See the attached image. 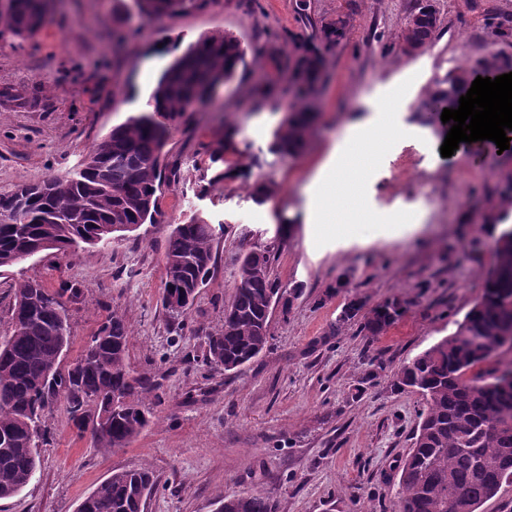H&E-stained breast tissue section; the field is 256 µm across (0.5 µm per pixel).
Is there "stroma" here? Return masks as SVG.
I'll return each mask as SVG.
<instances>
[{
    "label": "stroma",
    "mask_w": 512,
    "mask_h": 512,
    "mask_svg": "<svg viewBox=\"0 0 512 512\" xmlns=\"http://www.w3.org/2000/svg\"><path fill=\"white\" fill-rule=\"evenodd\" d=\"M422 0H199L146 17L135 0H49L42 29L0 40V87L37 107L0 104V189L75 170L113 126L145 111L162 72L198 40L230 33L246 65L212 102L169 125L160 163L176 171L162 187L156 223L111 244L50 250L0 273V336L19 281L81 288L69 304V367L115 311L131 331L134 374L156 386L151 423L114 451L80 434L62 404L46 415L40 464L0 512H76L112 473L150 467L157 487L145 512H215L218 495L259 491L273 512H395L400 465L424 398L397 390L393 375L453 333L481 297L497 231L501 178L512 153L485 149L442 157L448 129L419 106L438 80L490 53L512 57L493 21L512 26V0H432V44L405 56L399 36ZM349 19L344 38L323 46L325 74L313 97L304 149L274 152L276 130L297 100L288 66L293 40L319 37ZM394 102L395 134L349 162L343 210L333 227H307L308 189L350 119ZM235 163L210 152L225 132ZM269 190L252 197L254 181ZM201 215L219 231L215 263L187 314L164 304L172 228ZM271 250L270 277L294 298L274 304L270 340L236 372L206 363V334L221 329L240 259ZM408 299L377 336L342 308Z\"/></svg>",
    "instance_id": "1"
}]
</instances>
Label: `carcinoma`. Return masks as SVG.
Wrapping results in <instances>:
<instances>
[{
  "label": "carcinoma",
  "mask_w": 512,
  "mask_h": 512,
  "mask_svg": "<svg viewBox=\"0 0 512 512\" xmlns=\"http://www.w3.org/2000/svg\"><path fill=\"white\" fill-rule=\"evenodd\" d=\"M195 0H137L146 16L184 10ZM43 0H7L0 9V38L8 33L26 38L41 28ZM342 16L325 24L319 41L335 43L345 35ZM439 29L437 10L423 4L408 22L402 44L425 47ZM317 41V42H319ZM317 42L301 43L289 59L294 78L307 94L317 92L325 61ZM246 64L239 38L211 36L177 57L161 74L148 100V110L130 117L103 137L80 168L53 179L16 185L0 192V271L43 253L45 243L65 250L80 242L107 245L111 240L152 224L159 214L162 174L157 159L169 123L212 98L213 82L229 81ZM512 62L491 53L468 67H458L437 82L418 111H431L432 100L454 99L466 88V77L477 71L494 74ZM313 121L309 104L289 109L288 119L274 136L276 151L295 155L305 144ZM237 153L234 134L213 152L212 162ZM498 214L500 227L496 259L488 269L480 299L451 335L404 365L394 381L426 399L427 410L401 467L399 512H479L481 505L512 482V388L501 389L483 376L467 372L485 362L512 337V224ZM119 225L108 235L105 226ZM213 225L196 217L177 224L165 255V293L184 292V314L205 284L214 261ZM271 252H250L241 260L234 296L224 306V329L206 337V361L234 371L256 358L269 341L272 304L283 301L269 275ZM81 290L71 286L50 289L23 281L15 290L12 333L0 339V499L18 494L34 477L39 443L47 440L46 410L58 399L80 431L91 430L97 447L115 450L125 445L152 418L144 397L153 390L149 379L132 374L128 363L129 327L114 312L92 336L93 347L82 351L67 370L61 357L71 342L67 305ZM34 300L37 315L16 320L17 307ZM408 299L389 298L371 309L362 329L377 336L396 323ZM120 392L125 399L115 410L108 398ZM155 487L147 468L113 473L79 505L77 512H144ZM218 512H272L260 492L221 495Z\"/></svg>",
  "instance_id": "cac0c4a2"
}]
</instances>
